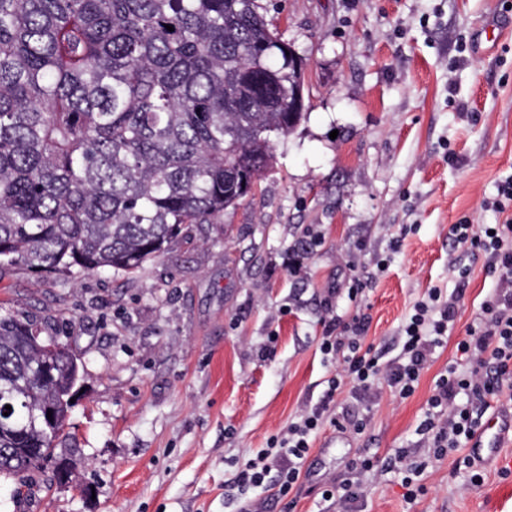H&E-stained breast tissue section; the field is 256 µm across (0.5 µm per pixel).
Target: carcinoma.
I'll list each match as a JSON object with an SVG mask.
<instances>
[{
  "label": "carcinoma",
  "instance_id": "carcinoma-1",
  "mask_svg": "<svg viewBox=\"0 0 512 512\" xmlns=\"http://www.w3.org/2000/svg\"><path fill=\"white\" fill-rule=\"evenodd\" d=\"M286 52L261 0H0V266L132 272L240 205L305 117ZM33 330L0 315L9 475L55 459L80 378L66 347L35 374Z\"/></svg>",
  "mask_w": 512,
  "mask_h": 512
}]
</instances>
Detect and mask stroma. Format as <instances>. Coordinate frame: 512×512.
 <instances>
[{
    "label": "stroma",
    "mask_w": 512,
    "mask_h": 512,
    "mask_svg": "<svg viewBox=\"0 0 512 512\" xmlns=\"http://www.w3.org/2000/svg\"><path fill=\"white\" fill-rule=\"evenodd\" d=\"M307 59L308 112L274 141L256 191L211 224L185 225L137 272L61 283L0 268V313L29 318L79 359L80 390L52 465L0 477V512H237L238 464L255 457L336 372L319 349L326 308L364 314L387 358L427 289L464 287L453 340L496 284L484 255L454 247L451 224L503 223L487 208L512 175V0H263ZM469 267L468 283L452 271ZM454 354L437 349L414 394L342 393L293 503L278 478L252 492L259 512H328L324 485L353 476L362 512H512V474L481 467L470 486L454 455L430 465L408 500L397 473L351 470L359 457L426 452L417 427ZM94 494H86L84 484Z\"/></svg>",
    "instance_id": "obj_1"
}]
</instances>
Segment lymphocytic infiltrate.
Returning a JSON list of instances; mask_svg holds the SVG:
<instances>
[{
	"label": "lymphocytic infiltrate",
	"mask_w": 512,
	"mask_h": 512,
	"mask_svg": "<svg viewBox=\"0 0 512 512\" xmlns=\"http://www.w3.org/2000/svg\"><path fill=\"white\" fill-rule=\"evenodd\" d=\"M449 234L454 244L484 253L499 277L465 337L456 342L455 358L438 375L428 400L420 431L427 437L430 458L436 460L464 447L486 411L504 391H512V224L474 225L464 220L451 225ZM460 300V293L446 296L441 289H428L405 319L401 351L390 360L366 344L365 318L345 323L334 311H326L320 350L336 361V373L318 405L302 412L286 433L274 436L267 448L237 469L233 484L240 495L263 486L275 469L280 496H290L301 478L311 437L330 419V406L343 389L360 399L382 380L400 398L413 395L436 349L451 335ZM462 394L468 397L463 404L457 401Z\"/></svg>",
	"instance_id": "f902f5d3"
}]
</instances>
